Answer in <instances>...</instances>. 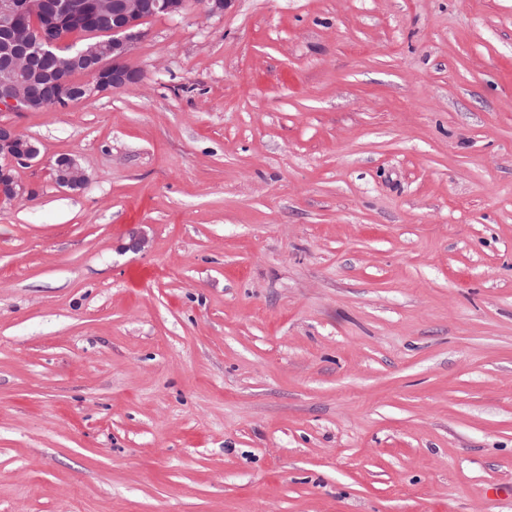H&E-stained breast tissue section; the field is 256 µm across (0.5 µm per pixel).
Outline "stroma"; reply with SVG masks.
<instances>
[{
	"label": "stroma",
	"mask_w": 512,
	"mask_h": 512,
	"mask_svg": "<svg viewBox=\"0 0 512 512\" xmlns=\"http://www.w3.org/2000/svg\"><path fill=\"white\" fill-rule=\"evenodd\" d=\"M142 29L0 112V512H512V0ZM39 154V148L13 124L0 123V201H3L4 190L10 191L14 199L19 196L24 187L16 179L14 170L16 165L24 164ZM13 199V200H14ZM11 198L6 197L3 205L10 203ZM53 177L61 187L75 189L84 182V173L76 160L69 155H61L53 165Z\"/></svg>",
	"instance_id": "stroma-1"
}]
</instances>
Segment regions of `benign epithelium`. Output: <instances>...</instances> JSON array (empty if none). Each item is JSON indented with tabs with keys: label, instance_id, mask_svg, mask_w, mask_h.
Here are the masks:
<instances>
[{
	"label": "benign epithelium",
	"instance_id": "7a95c632",
	"mask_svg": "<svg viewBox=\"0 0 512 512\" xmlns=\"http://www.w3.org/2000/svg\"><path fill=\"white\" fill-rule=\"evenodd\" d=\"M184 7L185 0H0V111H40L48 104L64 108L75 99L139 83L142 72L129 57L144 35L141 26L150 18L179 15ZM106 9L112 15V39L83 46L65 60L89 80L56 79L57 68H48L53 51L71 44L60 32H82ZM38 154L39 148L15 125L0 123V201L6 190L15 197L24 191L14 170ZM53 177L70 189L84 182L82 169L69 155L57 157Z\"/></svg>",
	"mask_w": 512,
	"mask_h": 512
}]
</instances>
